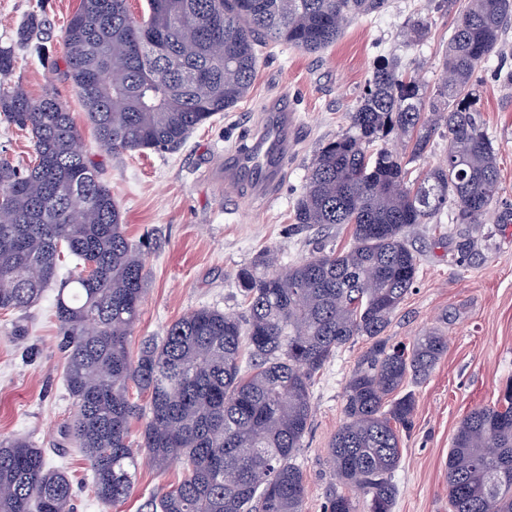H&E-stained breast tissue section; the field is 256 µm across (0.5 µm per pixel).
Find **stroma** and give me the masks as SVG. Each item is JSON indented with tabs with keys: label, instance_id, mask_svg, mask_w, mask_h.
Listing matches in <instances>:
<instances>
[{
	"label": "stroma",
	"instance_id": "stroma-1",
	"mask_svg": "<svg viewBox=\"0 0 512 512\" xmlns=\"http://www.w3.org/2000/svg\"><path fill=\"white\" fill-rule=\"evenodd\" d=\"M79 4L0 0V42L9 40L28 15L44 20L50 57L42 61L31 49H18L13 82L35 99L48 89L57 93L81 133L84 151L112 191L128 238L137 242L149 235L156 241L129 338L134 351L192 310L242 312L236 274L263 251L277 252L280 265L288 267L308 257L319 236L339 248L350 245L349 226L320 234L294 222L312 160L325 141L348 127V114L378 59H398L428 86H437L443 77L439 59L454 23L453 16L434 11L430 0H389L379 14L350 22L323 52L266 43L258 49L248 96L196 129L178 150L112 154L99 149L79 92L65 77L59 35ZM415 13L430 15L431 35L409 47L404 29ZM501 68L512 70V27L476 87L480 117L499 164L495 221L458 224L443 212L411 230L408 243L420 259L419 272L383 333L389 344L407 347L431 330L448 339L447 353L430 374L407 380L402 388L415 408L411 428L401 433L392 512H449L448 450L459 423L471 409L494 404L512 384V85L500 80ZM281 97L295 113L296 127L274 201L247 182L226 190L225 157L259 134ZM55 295L51 288L26 311H0V439L23 435L45 448L48 466L66 471L72 481L73 512H148V502L181 480L180 464L159 472L142 461L131 495L106 506L93 493L86 461L76 451L54 450L73 412L53 317ZM370 345L359 337L340 348L312 382L311 424L296 458L306 484L303 512H325L336 492L350 495L355 512H369L368 497L336 479L328 451L346 420V385Z\"/></svg>",
	"mask_w": 512,
	"mask_h": 512
}]
</instances>
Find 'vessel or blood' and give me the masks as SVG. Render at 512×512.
<instances>
[{
	"instance_id": "1",
	"label": "vessel or blood",
	"mask_w": 512,
	"mask_h": 512,
	"mask_svg": "<svg viewBox=\"0 0 512 512\" xmlns=\"http://www.w3.org/2000/svg\"><path fill=\"white\" fill-rule=\"evenodd\" d=\"M292 123L291 112L280 106L272 107L255 144L236 151L226 165L225 186H233L245 177L261 192H268L272 168L288 153V130Z\"/></svg>"
}]
</instances>
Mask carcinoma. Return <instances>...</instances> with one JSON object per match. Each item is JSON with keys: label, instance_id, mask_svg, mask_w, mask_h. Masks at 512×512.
<instances>
[{"label": "carcinoma", "instance_id": "1", "mask_svg": "<svg viewBox=\"0 0 512 512\" xmlns=\"http://www.w3.org/2000/svg\"><path fill=\"white\" fill-rule=\"evenodd\" d=\"M388 0H147V26L128 0H80L61 35L66 77L79 89L99 147L112 153L172 150L194 129L249 93L256 46L281 42L320 52L345 23L377 14ZM512 24V0H468L441 59L436 89L396 60L373 67L345 132L315 155L294 221L349 224L353 243L319 249L283 269L275 252L241 268L243 315L202 307L131 357L150 245L133 244L109 185L77 146L70 112L48 89L37 100L9 81L15 46L42 59L41 21L28 16L0 44V120L29 136L32 159L0 158V311H23L57 284L55 316L68 355L75 413L62 435L83 454L96 498L116 505L132 493L141 458L181 481L147 504L153 512H303L304 474L295 458L311 422L312 380L337 350L373 340L346 387L347 421L329 459L336 477L391 512L400 431L414 413L406 379L427 377L448 351L428 331L412 347L380 336L416 280L407 232L442 211L483 224L500 193L497 154L480 120L479 72ZM408 44L429 37L428 18H409ZM448 159L408 181L404 155L423 156L439 128ZM402 132L401 151L386 147ZM83 202L76 203L73 196ZM77 260L56 281L61 249ZM91 274H85L88 266ZM135 386L148 396L130 400ZM145 417L142 440H128ZM450 512H512V386L472 409L448 452ZM328 512H354L350 496ZM0 512H72V482L47 466L26 436L0 440Z\"/></svg>", "mask_w": 512, "mask_h": 512}]
</instances>
